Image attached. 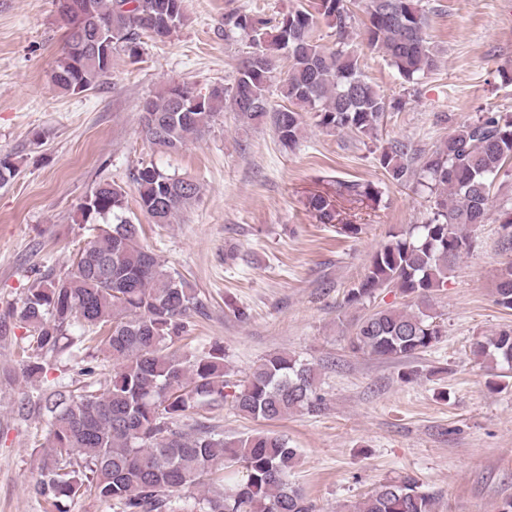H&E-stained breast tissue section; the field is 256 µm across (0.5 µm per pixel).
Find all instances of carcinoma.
<instances>
[{
    "instance_id": "obj_1",
    "label": "carcinoma",
    "mask_w": 512,
    "mask_h": 512,
    "mask_svg": "<svg viewBox=\"0 0 512 512\" xmlns=\"http://www.w3.org/2000/svg\"><path fill=\"white\" fill-rule=\"evenodd\" d=\"M91 6V20L77 26L73 8L55 0L66 41L50 71L51 83L64 94L93 88L112 61L82 57L70 43L97 41L94 20H108L109 52L138 54L144 35L163 40L186 22L185 0H78ZM421 0H365L369 16L366 45L389 58L405 82L416 85L438 68L427 33ZM353 0H320L316 12L291 8L274 19L230 14L224 26L251 38L230 88L213 87L199 101L195 90L173 84L146 100L141 110L145 137L162 152H175L210 127L228 104L247 122L268 120L280 143L293 148L301 135L302 113L311 111L329 130L367 134L383 126L387 113L403 101L385 97L362 73L350 49ZM336 35V47L324 48L314 36L315 15ZM288 60L280 93L288 105L269 106L275 54ZM512 160V115L486 112L448 135L424 156L393 140L378 158L392 183L415 182L428 191L430 216L389 240L372 256L346 302L360 304L383 288H397L410 298L401 309L375 308L358 318L349 336L354 353L403 359L437 344L442 329L431 313V297L443 287L463 255L474 247L471 229L485 223L490 192L506 162ZM18 166L0 157V186L16 177ZM140 209L152 223L172 224L196 201V182L154 164L133 174ZM96 200L81 219L93 224V238L63 274L36 272V278L10 317L29 335L20 346L22 370L32 380L46 377L51 360L73 354L85 341L96 353L79 368L78 385H48L34 405L45 409L49 428L35 442L39 477L33 493L61 510L63 501L95 496L119 512H314L303 492L288 483L298 450L270 432L224 440L202 422L192 432L182 427L203 406L224 402L228 373L224 350L203 355L177 347L187 320L200 301L187 283L167 270L140 241V225L127 216L126 191L110 182L95 187ZM378 188L360 181L336 182V196L375 199ZM308 208L323 224L334 220L322 195L308 198ZM495 304L512 310V260L497 269ZM473 354L500 372L488 384L505 389L512 371V327L505 326L477 342ZM112 363L97 379L95 360ZM314 366L286 352L265 358L234 384V409L246 416L275 421L292 413L320 409ZM221 491L178 505L180 493L203 480ZM435 494L420 490L412 477L376 485L354 512H436Z\"/></svg>"
}]
</instances>
